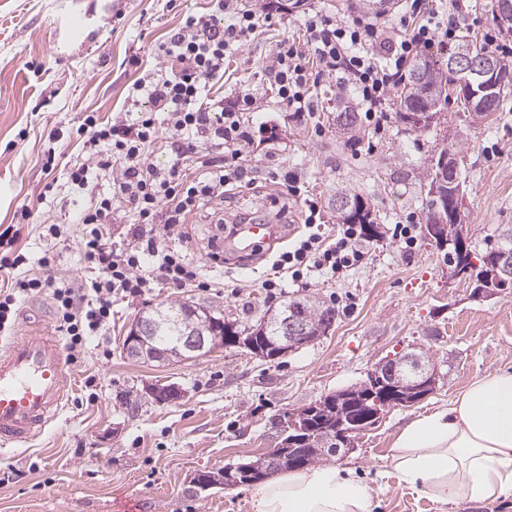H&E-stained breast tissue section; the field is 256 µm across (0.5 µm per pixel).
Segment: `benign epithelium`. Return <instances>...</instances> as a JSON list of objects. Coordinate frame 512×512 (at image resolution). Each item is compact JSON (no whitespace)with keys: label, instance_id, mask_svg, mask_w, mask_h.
<instances>
[{"label":"benign epithelium","instance_id":"1","mask_svg":"<svg viewBox=\"0 0 512 512\" xmlns=\"http://www.w3.org/2000/svg\"><path fill=\"white\" fill-rule=\"evenodd\" d=\"M448 68L454 85L467 88L471 119H476L475 111L481 110L487 101L497 95L501 82L497 79L496 66L488 61L473 57L471 51L460 48L450 56ZM456 165L452 156L443 154L437 165V178L430 191L433 210L442 216L441 223L430 224L426 237L440 241L443 246L457 247L466 241L463 225L464 194L463 184L457 177L446 178L448 168ZM485 267L490 270L486 282L478 281L472 291L476 299L491 298L502 294L512 285V248L497 245L488 250L484 257ZM187 311L199 319L194 327H184L181 317L171 318L157 311L147 316L139 314L131 323L126 335L125 346L131 357L139 360L175 363L188 361L224 347V342L215 335L216 328L224 325V319L214 317L206 307L193 303L186 304ZM277 319L278 335L266 336L267 324H262L248 337L247 347L254 355L276 360L287 356L325 336L335 326L336 314L332 313L320 326H309L291 315ZM439 381L435 366L424 354L410 353L384 360L369 372L367 380L333 394L336 401H349L360 406L373 400L381 407L375 416L362 418L358 422L361 429L375 423L382 411L409 401H420L434 392ZM147 393L153 400L170 403L181 398L179 387L168 385L150 387ZM307 429L302 411L291 415L283 425L282 443L266 453L275 462L288 456V463L299 464L306 459L309 448L320 445L340 451L350 445L348 430L338 425L328 429L319 439L306 435Z\"/></svg>","mask_w":512,"mask_h":512}]
</instances>
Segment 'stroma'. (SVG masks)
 <instances>
[{"instance_id": "obj_1", "label": "stroma", "mask_w": 512, "mask_h": 512, "mask_svg": "<svg viewBox=\"0 0 512 512\" xmlns=\"http://www.w3.org/2000/svg\"><path fill=\"white\" fill-rule=\"evenodd\" d=\"M350 2L305 0L286 11L277 0H238L239 8L267 21L227 54L224 77L210 94L228 108L251 98L244 116L250 141L241 158L246 174L225 188L223 201L174 233L154 227L158 242L182 252L209 285L160 283L142 295L117 297L110 324L71 365L76 388L59 416L28 446L0 451V512H118L127 500L135 512H253L249 487L200 492L192 477L278 447V420L365 381L377 363L417 350L438 368L434 393L387 409L332 464L370 485L372 512H512L511 498L433 502L399 486L390 461L393 437L411 419L447 406L478 377L512 370V290L473 299L469 279L450 276L443 252L425 238L409 249L392 237L394 225L425 224L422 173L431 156L451 146L458 150L473 257L485 252L498 227L512 224V96L490 121L469 123L450 104L443 119L420 130L399 122L392 91L384 132L363 126L352 139L336 126L338 104L357 111L360 100L339 78L311 87L309 115L289 111L268 74L278 45H303L310 15L352 20ZM211 12L209 0H0V225L17 229L29 269L50 252L57 279L85 278L76 214L86 197L61 171L85 155L77 129L89 113L135 122L128 92L162 67L156 47L187 16ZM458 23L467 39L500 32L496 0H471ZM51 149L59 165L52 174L45 169ZM339 191L367 200L382 232L380 240L364 241L362 263L339 279L310 271L296 281L274 272L276 256L298 238L334 241L342 223L331 200ZM308 198L320 206L310 226ZM251 221L278 225V242L250 257L212 260L228 226ZM50 224L59 225L60 237L46 235ZM269 278L282 285L281 296H269L263 286ZM301 295L334 306L336 324L275 361L231 347L173 365L122 352L133 319L160 304L191 302L248 327ZM158 383L179 386L183 397L153 402L145 390Z\"/></svg>"}]
</instances>
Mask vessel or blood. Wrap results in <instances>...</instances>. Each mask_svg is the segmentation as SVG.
Here are the masks:
<instances>
[{"instance_id":"1","label":"vessel or blood","mask_w":512,"mask_h":512,"mask_svg":"<svg viewBox=\"0 0 512 512\" xmlns=\"http://www.w3.org/2000/svg\"><path fill=\"white\" fill-rule=\"evenodd\" d=\"M277 236L274 224H240L225 238L224 250L248 255ZM74 388L62 342L46 314H26L18 336L0 348V446L20 445L39 435Z\"/></svg>"}]
</instances>
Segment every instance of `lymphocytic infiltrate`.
<instances>
[{
    "label": "lymphocytic infiltrate",
    "mask_w": 512,
    "mask_h": 512,
    "mask_svg": "<svg viewBox=\"0 0 512 512\" xmlns=\"http://www.w3.org/2000/svg\"><path fill=\"white\" fill-rule=\"evenodd\" d=\"M215 2L218 12L232 13L233 23L223 28L212 16H190L158 46L163 67L145 74L133 87L131 101L140 107L135 123L117 124L90 114L78 128L89 157L71 163L67 176L73 187L91 195L77 218L83 226L80 250L89 267L88 278L77 285L56 280L49 272L53 259L48 255L40 260L41 273H29L28 259L17 249L15 238L0 232V271L16 274L10 288L0 289L1 335H10L21 301L48 295L68 357L75 361L84 355L89 338L100 335L110 322L113 297L144 293L160 281L176 288L198 281L197 268L154 237L145 236V243L133 252L118 254L102 227L111 223L115 208L125 207L134 218L135 235L144 236L146 224L174 229L200 208L223 200L225 186L244 176L242 166L228 168L208 160L199 176L191 178L183 164L199 138L222 142L235 159L248 142L242 113L225 109L223 100L204 98L203 93L212 81L223 78L226 51L247 42L262 18L238 9L234 0ZM421 6V0H412V22L394 41L380 39L377 26L361 18L339 24L308 17L306 51L283 42L274 55L270 70L278 97L290 111L301 115L311 111L307 60L312 57L317 76L342 75L345 85L358 93L366 122L383 127L389 120L385 97L402 81L405 63L435 43L460 38L453 18L462 9L460 0H451L446 19L435 11L424 13ZM162 146L174 155L165 169L149 160L151 149ZM103 171L113 174V190L99 195L94 182ZM361 240L358 225L346 224L334 243L308 238L280 254L274 265L296 280L307 268L335 277L362 260Z\"/></svg>",
    "instance_id": "f902f5d3"
}]
</instances>
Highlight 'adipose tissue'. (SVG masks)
<instances>
[{
	"instance_id": "adipose-tissue-1",
	"label": "adipose tissue",
	"mask_w": 512,
	"mask_h": 512,
	"mask_svg": "<svg viewBox=\"0 0 512 512\" xmlns=\"http://www.w3.org/2000/svg\"><path fill=\"white\" fill-rule=\"evenodd\" d=\"M398 484L432 501L512 497V370L473 380L448 407L412 420L391 444ZM254 512H371V490L324 464L253 488Z\"/></svg>"
}]
</instances>
